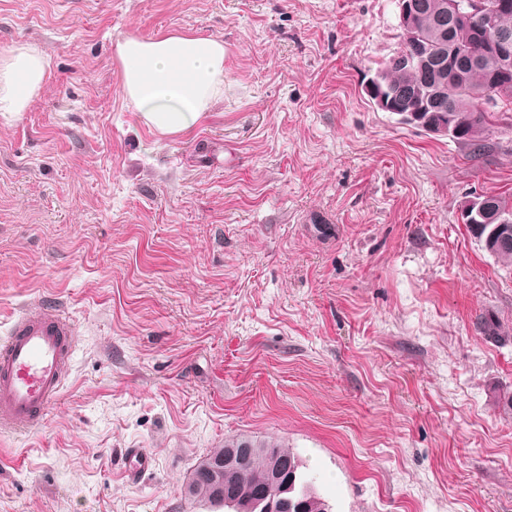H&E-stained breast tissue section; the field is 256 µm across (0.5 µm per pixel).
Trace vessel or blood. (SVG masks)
Listing matches in <instances>:
<instances>
[{
    "instance_id": "b4317fda",
    "label": "vessel or blood",
    "mask_w": 512,
    "mask_h": 512,
    "mask_svg": "<svg viewBox=\"0 0 512 512\" xmlns=\"http://www.w3.org/2000/svg\"><path fill=\"white\" fill-rule=\"evenodd\" d=\"M77 341L74 326L60 309L41 305L15 317L0 337V432L40 425L65 385ZM152 465L147 450L128 449V480Z\"/></svg>"
}]
</instances>
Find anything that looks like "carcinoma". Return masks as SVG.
I'll use <instances>...</instances> for the list:
<instances>
[{"label": "carcinoma", "mask_w": 512, "mask_h": 512, "mask_svg": "<svg viewBox=\"0 0 512 512\" xmlns=\"http://www.w3.org/2000/svg\"><path fill=\"white\" fill-rule=\"evenodd\" d=\"M422 3L424 9L420 37L432 42L436 50L445 43L448 49L455 48L459 51L454 58L453 67L460 72V78L448 80L439 89L443 94L445 108L453 116L455 134L452 135V140L467 148L471 156H482L492 148L489 141L491 118L499 112H512V84L509 85L508 92L504 93L493 83L490 70L469 64L471 53L477 49V32L468 26L455 25L447 17L438 18V11L444 0H422ZM383 69L396 92H433L431 85L426 83L423 72L411 64L397 68L389 58L383 63ZM482 198L490 209L512 217V199L492 194H484ZM464 223L483 251L512 265V236L508 237L507 243H497L494 248L489 249L485 245L488 225L485 224L483 215L473 211ZM244 444L256 449V453L246 470L222 477L221 483L227 497L254 506V512H264L260 491L265 487L268 468L272 461L283 460L288 463L291 498L303 502L302 512H331L330 505L316 493L312 482L307 479L303 471L304 464L293 451L272 440L244 436L225 439L224 446L211 450L200 461L184 488L185 496L211 505H224V498L214 496V483L208 468L224 457V449L239 448Z\"/></svg>", "instance_id": "carcinoma-1"}]
</instances>
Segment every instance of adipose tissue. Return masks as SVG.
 Instances as JSON below:
<instances>
[{
    "mask_svg": "<svg viewBox=\"0 0 512 512\" xmlns=\"http://www.w3.org/2000/svg\"><path fill=\"white\" fill-rule=\"evenodd\" d=\"M125 94L162 133L191 130L224 95V44L202 37L128 38L116 46ZM46 56L31 45L0 56V112L25 111L40 91Z\"/></svg>",
    "mask_w": 512,
    "mask_h": 512,
    "instance_id": "1",
    "label": "adipose tissue"
}]
</instances>
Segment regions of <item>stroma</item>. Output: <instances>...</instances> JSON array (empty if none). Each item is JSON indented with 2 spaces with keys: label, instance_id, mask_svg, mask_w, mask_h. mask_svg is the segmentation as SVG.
I'll return each mask as SVG.
<instances>
[{
  "label": "stroma",
  "instance_id": "35a3bbf8",
  "mask_svg": "<svg viewBox=\"0 0 512 512\" xmlns=\"http://www.w3.org/2000/svg\"><path fill=\"white\" fill-rule=\"evenodd\" d=\"M396 0H0V56L49 60L0 112V337L62 308L79 344L37 429L0 433V512H213L225 438L273 439L332 512H512V267L460 222L512 198L482 158L379 110ZM224 43V98L159 134L116 45ZM504 335L484 338L479 318ZM151 469L123 474L125 451ZM152 455L144 448H129L125 460V476L134 482L142 473L153 466Z\"/></svg>",
  "mask_w": 512,
  "mask_h": 512
}]
</instances>
